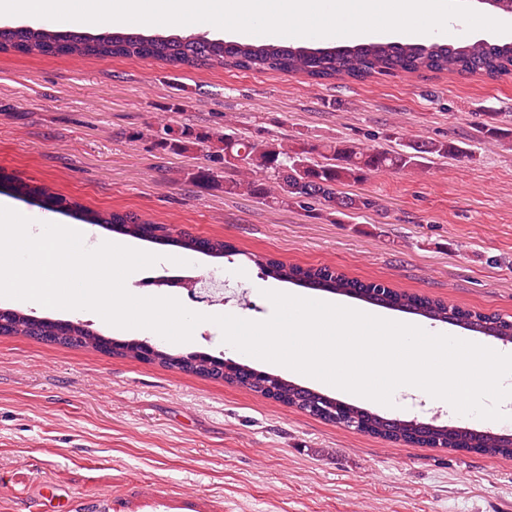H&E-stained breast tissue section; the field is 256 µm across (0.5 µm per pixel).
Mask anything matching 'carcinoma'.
I'll list each match as a JSON object with an SVG mask.
<instances>
[{
	"label": "carcinoma",
	"instance_id": "carcinoma-1",
	"mask_svg": "<svg viewBox=\"0 0 512 512\" xmlns=\"http://www.w3.org/2000/svg\"><path fill=\"white\" fill-rule=\"evenodd\" d=\"M14 50L27 55L68 54L107 60L112 57L157 59L173 66L222 67L257 72L302 74L315 81L365 80L375 75L412 74L421 71L448 72L459 76L485 75L491 79L512 75V42L480 40L463 46L433 42H367L346 49H303L274 43L224 41L205 36H157L142 34L61 32L48 26L0 29V51ZM161 149L184 154L203 150L211 166L194 173L201 183L212 180L214 167L239 174L224 181V193L245 192L257 199H269L307 210L321 202L337 213L378 208L369 196L349 195L338 186L360 181L379 170L405 171L423 166L431 155L457 151L448 142L410 140L398 150L367 151L342 142L314 145L278 140H252L231 130H196L166 124L158 134ZM317 153L324 161H312ZM87 223L126 235L131 228L147 222L133 213H96ZM263 274L276 280L319 288L362 299L388 309L452 323L464 329L512 343V320L496 314L465 310L439 299L399 292L381 283H362L329 267L303 269L284 262L254 258ZM73 336H83V348H96L98 332L71 320L34 317L20 310L0 309V334L41 337L48 342L71 345L58 336L56 326ZM142 341L131 339L115 344L112 354L141 358ZM185 356L156 349L154 362L199 376L215 375L230 384L264 398L297 407L323 420L394 441L429 444L442 448L473 449L492 456L512 458V437L490 431L461 432L453 426L412 423L388 418L320 392L284 380L247 365L206 354L196 366H185Z\"/></svg>",
	"mask_w": 512,
	"mask_h": 512
}]
</instances>
